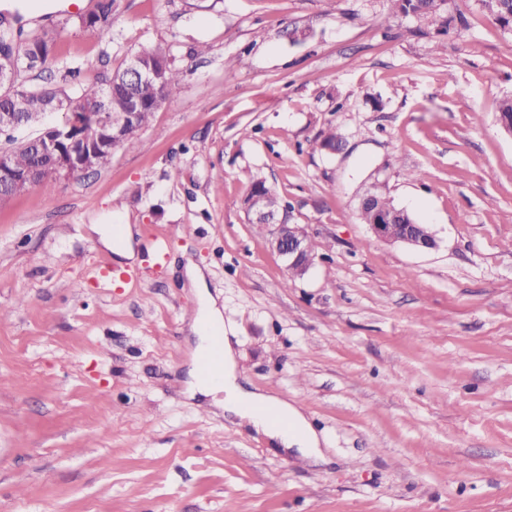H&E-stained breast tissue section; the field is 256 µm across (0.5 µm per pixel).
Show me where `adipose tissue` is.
Returning <instances> with one entry per match:
<instances>
[{"label":"adipose tissue","instance_id":"1","mask_svg":"<svg viewBox=\"0 0 512 512\" xmlns=\"http://www.w3.org/2000/svg\"><path fill=\"white\" fill-rule=\"evenodd\" d=\"M189 288L198 301L197 318L192 327L196 335V354L207 353L212 345L208 328L223 330V365L217 379L193 373L188 383L189 394L205 396L223 394L225 413L234 415L268 438L276 448L298 453L307 458L319 457L322 438L310 424L304 411L287 398L247 389L242 384L235 358V331L224 321L222 308L209 293L205 271L190 263L185 267Z\"/></svg>","mask_w":512,"mask_h":512}]
</instances>
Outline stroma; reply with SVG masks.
Listing matches in <instances>:
<instances>
[{
	"label": "stroma",
	"instance_id": "1",
	"mask_svg": "<svg viewBox=\"0 0 512 512\" xmlns=\"http://www.w3.org/2000/svg\"><path fill=\"white\" fill-rule=\"evenodd\" d=\"M93 4L29 0L57 52L24 81L164 44L181 91L108 167L0 200V512H512V28L482 0H449L444 35L391 0H118L108 37L64 24ZM257 181L315 247L304 276L247 219ZM372 186L436 248L376 239ZM100 224L131 225L137 280L97 286ZM190 262L246 387L302 406L318 462L186 393Z\"/></svg>",
	"mask_w": 512,
	"mask_h": 512
}]
</instances>
